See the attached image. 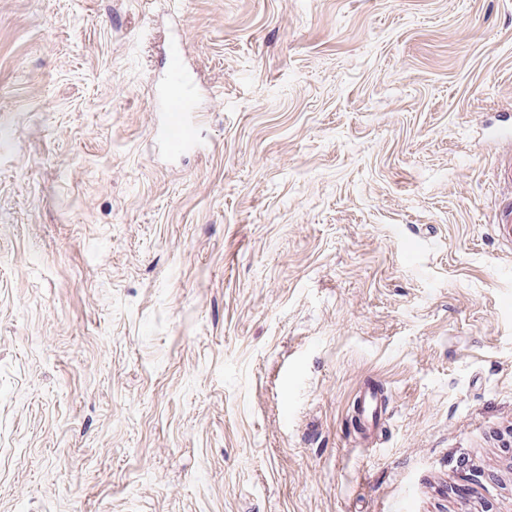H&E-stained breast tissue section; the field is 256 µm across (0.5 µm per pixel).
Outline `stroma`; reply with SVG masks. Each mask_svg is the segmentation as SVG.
<instances>
[{
	"label": "stroma",
	"mask_w": 512,
	"mask_h": 512,
	"mask_svg": "<svg viewBox=\"0 0 512 512\" xmlns=\"http://www.w3.org/2000/svg\"><path fill=\"white\" fill-rule=\"evenodd\" d=\"M504 118L512 0H0V512H512ZM169 70L166 84L156 88L152 105L157 112H163L165 118L156 127L155 134L170 153H180L194 144L184 132V127L193 125L194 99L190 88L183 78L179 63L178 48L170 45L168 49ZM170 114H177L179 124L170 120ZM357 399L355 424L361 439L368 441L375 438L386 425L387 402L377 384L372 382L362 387Z\"/></svg>",
	"instance_id": "obj_1"
}]
</instances>
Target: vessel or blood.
<instances>
[{
    "label": "vessel or blood",
    "instance_id": "obj_1",
    "mask_svg": "<svg viewBox=\"0 0 512 512\" xmlns=\"http://www.w3.org/2000/svg\"><path fill=\"white\" fill-rule=\"evenodd\" d=\"M169 70L166 84L154 93L152 105L162 112L164 120L156 127L155 134L170 153H179L191 146L192 141L184 130L192 126L194 99L183 78L177 46L168 49ZM386 401L377 384H365L359 392L355 407V424L365 439L375 438L386 424Z\"/></svg>",
    "mask_w": 512,
    "mask_h": 512
}]
</instances>
